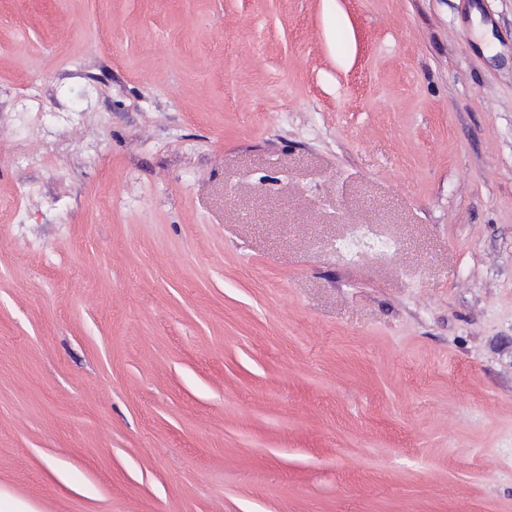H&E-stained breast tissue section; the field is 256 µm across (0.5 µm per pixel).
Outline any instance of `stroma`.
<instances>
[{
  "label": "stroma",
  "mask_w": 512,
  "mask_h": 512,
  "mask_svg": "<svg viewBox=\"0 0 512 512\" xmlns=\"http://www.w3.org/2000/svg\"><path fill=\"white\" fill-rule=\"evenodd\" d=\"M0 512H512V0H0Z\"/></svg>",
  "instance_id": "1"
}]
</instances>
